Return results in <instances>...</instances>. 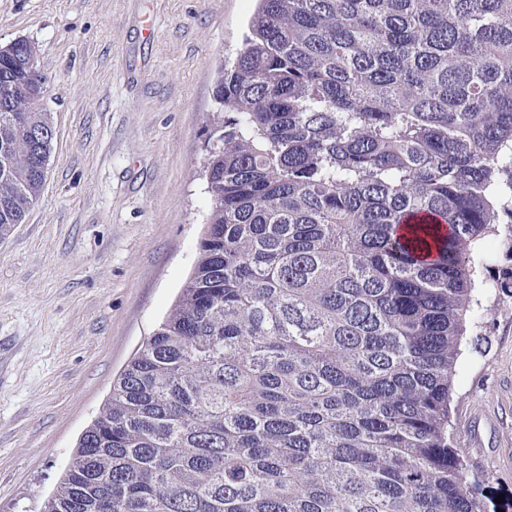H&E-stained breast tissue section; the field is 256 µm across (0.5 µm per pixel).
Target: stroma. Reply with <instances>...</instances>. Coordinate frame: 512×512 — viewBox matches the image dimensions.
<instances>
[{
	"label": "stroma",
	"mask_w": 512,
	"mask_h": 512,
	"mask_svg": "<svg viewBox=\"0 0 512 512\" xmlns=\"http://www.w3.org/2000/svg\"><path fill=\"white\" fill-rule=\"evenodd\" d=\"M253 8L0 0V46L34 44L55 129L43 193L0 242V512H37L192 272L214 66ZM475 298L448 431L487 512H512V293Z\"/></svg>",
	"instance_id": "obj_1"
}]
</instances>
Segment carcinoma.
Here are the masks:
<instances>
[{
  "label": "carcinoma",
  "instance_id": "carcinoma-1",
  "mask_svg": "<svg viewBox=\"0 0 512 512\" xmlns=\"http://www.w3.org/2000/svg\"><path fill=\"white\" fill-rule=\"evenodd\" d=\"M256 2L194 270L41 512H482L446 426L474 291L512 288V0ZM35 53L0 51V241L52 150L5 93Z\"/></svg>",
  "mask_w": 512,
  "mask_h": 512
}]
</instances>
